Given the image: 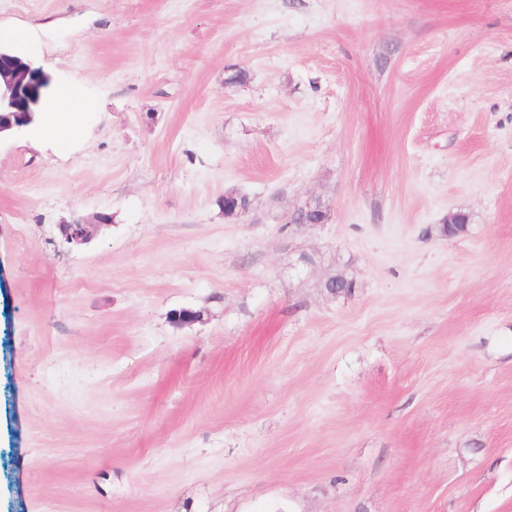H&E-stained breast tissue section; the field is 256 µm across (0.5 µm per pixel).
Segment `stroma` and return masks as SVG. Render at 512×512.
<instances>
[{
	"mask_svg": "<svg viewBox=\"0 0 512 512\" xmlns=\"http://www.w3.org/2000/svg\"><path fill=\"white\" fill-rule=\"evenodd\" d=\"M0 45L82 131L0 139V512H512V0H0ZM68 228L62 231V245L70 250L80 249L96 239L105 224L90 220H78L72 224H64Z\"/></svg>",
	"mask_w": 512,
	"mask_h": 512,
	"instance_id": "1",
	"label": "stroma"
}]
</instances>
